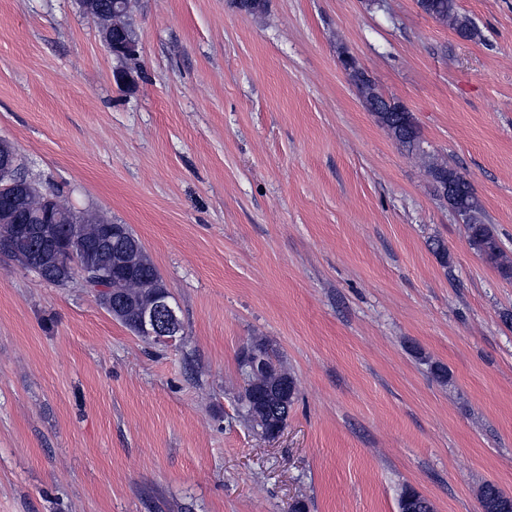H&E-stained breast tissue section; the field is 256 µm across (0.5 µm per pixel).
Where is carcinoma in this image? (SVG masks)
<instances>
[{"label": "carcinoma", "mask_w": 512, "mask_h": 512, "mask_svg": "<svg viewBox=\"0 0 512 512\" xmlns=\"http://www.w3.org/2000/svg\"><path fill=\"white\" fill-rule=\"evenodd\" d=\"M417 5L428 16L448 23L456 33L472 40L477 30L471 20L457 9L456 0H417ZM133 29L109 38L112 55L120 62L132 55L123 52L122 46L135 42ZM351 82L366 103L384 101L368 72L355 63L351 70ZM380 121L391 131L396 140L409 151L421 149L419 134L411 116L401 122L390 112L378 113ZM434 186L443 192L448 178L455 175L448 166H428ZM462 206L457 214L464 220L470 247L500 274L512 278V258L500 245L493 228L482 220V209L471 186L459 178ZM65 218L55 224H44L38 217L27 221L30 231L22 233L12 223L0 222V252L23 267L32 270L45 283L53 286L68 283L71 269L56 265L48 244L63 241L78 258L90 261L98 270L110 274L102 282L99 305L106 306L112 298L115 306L112 317L135 335H140L139 324L143 311L152 306L157 296L167 290V284L146 252L140 239L128 225L122 234L112 236V222L104 217L92 216L85 211L64 207ZM250 349L261 354L263 360L250 367L240 364L244 387L241 395L242 416L252 427L266 434L287 426L289 412L297 397L295 378L285 370L277 353L263 340L250 344ZM480 503L491 512H512V497L492 483L480 490ZM399 512H433L431 502L412 488H404L398 503Z\"/></svg>", "instance_id": "cac0c4a2"}]
</instances>
